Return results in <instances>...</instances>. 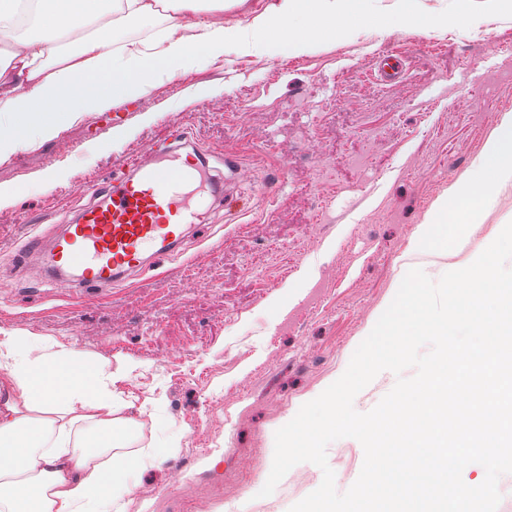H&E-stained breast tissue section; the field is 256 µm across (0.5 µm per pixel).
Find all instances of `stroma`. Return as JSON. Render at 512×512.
<instances>
[{"mask_svg": "<svg viewBox=\"0 0 512 512\" xmlns=\"http://www.w3.org/2000/svg\"><path fill=\"white\" fill-rule=\"evenodd\" d=\"M367 0L363 16L300 17L304 54L272 56L231 41L223 57L148 86L137 99L64 124L45 142L0 157V337L29 336L75 351L87 368L111 362L114 396L133 420L132 445L181 437L176 456L128 473L123 512H289L316 490L315 464L294 466L261 496L283 420L348 361L406 272L431 279L464 268L512 221V181L494 172L466 248L418 246L434 205L462 188L486 141L512 114V15L489 0ZM400 55L398 83L373 65ZM197 87L203 98L191 97ZM212 153L236 155L243 206L211 210L210 235H187L178 260L151 263L108 291L53 293L39 265L15 256L32 234L60 231L78 190L118 171L173 126ZM61 170L60 179L42 176ZM325 193L322 212L309 205ZM35 224H28V217ZM216 438L192 455L194 434ZM338 491L360 474L353 438L329 444Z\"/></svg>", "mask_w": 512, "mask_h": 512, "instance_id": "stroma-1", "label": "stroma"}]
</instances>
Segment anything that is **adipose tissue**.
<instances>
[{"label":"adipose tissue","mask_w":512,"mask_h":512,"mask_svg":"<svg viewBox=\"0 0 512 512\" xmlns=\"http://www.w3.org/2000/svg\"><path fill=\"white\" fill-rule=\"evenodd\" d=\"M366 0H273L248 27L269 54H299L305 38L273 37L299 11L360 16ZM19 0H0V36L17 37L19 48L0 57V84L14 96L0 98V156L51 139L63 123L109 110L139 97L150 84L185 72L200 56L218 57L237 31L204 21L224 0H33L31 28L14 34ZM190 17L191 33L153 45L125 40L130 26L156 20L161 12ZM74 87L77 97L65 95ZM478 170L512 178V115H504L489 139ZM473 177L452 202H438L422 225L418 243L463 246L470 224L484 208ZM73 351L55 350L27 336L0 339V512H104L119 506L127 489L125 470L148 468L178 453V437L127 452L129 418L120 414L106 380L108 364L95 375L81 372Z\"/></svg>","instance_id":"ef3b65f1"}]
</instances>
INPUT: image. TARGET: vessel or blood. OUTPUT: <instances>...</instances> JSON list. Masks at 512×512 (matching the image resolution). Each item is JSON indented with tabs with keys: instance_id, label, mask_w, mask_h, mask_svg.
<instances>
[{
	"instance_id": "1",
	"label": "vessel or blood",
	"mask_w": 512,
	"mask_h": 512,
	"mask_svg": "<svg viewBox=\"0 0 512 512\" xmlns=\"http://www.w3.org/2000/svg\"><path fill=\"white\" fill-rule=\"evenodd\" d=\"M188 140L174 129L112 179L87 184L91 200L75 219L54 237L32 236L22 256L43 258L54 288H109L142 272L144 254L177 258L185 227L201 230V209L223 198L226 175L241 173L235 157L210 156Z\"/></svg>"
}]
</instances>
